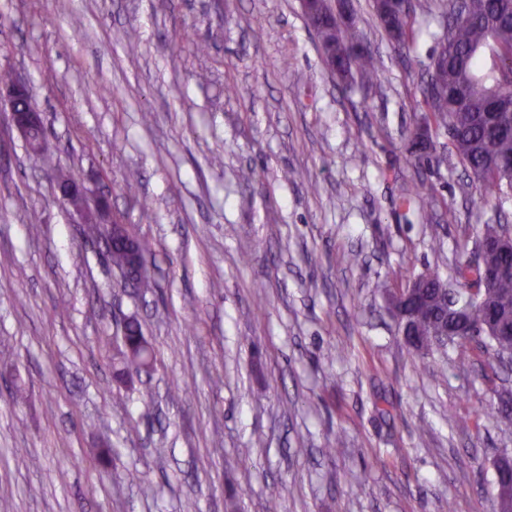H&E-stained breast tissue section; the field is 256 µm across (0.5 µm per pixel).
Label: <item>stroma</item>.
Masks as SVG:
<instances>
[{
    "mask_svg": "<svg viewBox=\"0 0 512 512\" xmlns=\"http://www.w3.org/2000/svg\"><path fill=\"white\" fill-rule=\"evenodd\" d=\"M353 3L378 88L329 73L299 0H0V70L57 147L0 104V512H494L512 370L407 353L388 298L512 199L484 206L447 134L409 160L438 15L404 52ZM60 166L151 239L150 287L84 237ZM422 185L426 216L400 204ZM130 318L147 375L122 372ZM29 96V88L18 74L14 75L10 84L0 86V102L2 103L5 98L4 101L9 107L10 127L23 138L32 154L40 155L39 135L46 131V126L43 114L26 104ZM23 102H25L24 106Z\"/></svg>",
    "mask_w": 512,
    "mask_h": 512,
    "instance_id": "1",
    "label": "stroma"
}]
</instances>
